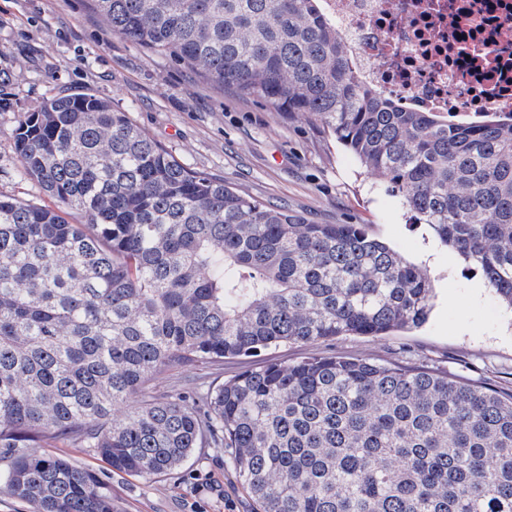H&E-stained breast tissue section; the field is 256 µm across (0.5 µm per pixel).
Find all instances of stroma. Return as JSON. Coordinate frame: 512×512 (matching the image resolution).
<instances>
[{"instance_id":"1","label":"stroma","mask_w":512,"mask_h":512,"mask_svg":"<svg viewBox=\"0 0 512 512\" xmlns=\"http://www.w3.org/2000/svg\"><path fill=\"white\" fill-rule=\"evenodd\" d=\"M86 90L133 122L187 168L224 180L236 192L282 205L316 224H363L433 279L428 321L383 336H339L270 348L158 374L155 391L204 390L250 363L310 356L370 359L417 367L512 394V310L416 223L400 195L370 174L318 124L273 111L112 33L89 0H0V194L36 206L52 200L20 172L14 132L51 97ZM112 487L115 512H257L219 448H200L181 468L146 479L112 471L86 448L51 443Z\"/></svg>"}]
</instances>
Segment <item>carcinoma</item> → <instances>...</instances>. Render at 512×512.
Returning <instances> with one entry per match:
<instances>
[{
	"label": "carcinoma",
	"mask_w": 512,
	"mask_h": 512,
	"mask_svg": "<svg viewBox=\"0 0 512 512\" xmlns=\"http://www.w3.org/2000/svg\"><path fill=\"white\" fill-rule=\"evenodd\" d=\"M92 2L114 34L319 123L512 308V117L402 110L354 73L320 0ZM15 144L58 206L0 195L1 489L33 512H114L99 476L35 452L63 439L141 476L226 448L260 512H512V395L335 356L200 399L150 389L173 368L418 327L427 270L363 224H311L186 168L92 91L46 100Z\"/></svg>",
	"instance_id": "cac0c4a2"
}]
</instances>
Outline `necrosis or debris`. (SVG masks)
I'll use <instances>...</instances> for the list:
<instances>
[{
  "label": "necrosis or debris",
  "mask_w": 512,
  "mask_h": 512,
  "mask_svg": "<svg viewBox=\"0 0 512 512\" xmlns=\"http://www.w3.org/2000/svg\"><path fill=\"white\" fill-rule=\"evenodd\" d=\"M359 79L451 122L512 115V0H320Z\"/></svg>",
  "instance_id": "necrosis-or-debris-1"
}]
</instances>
